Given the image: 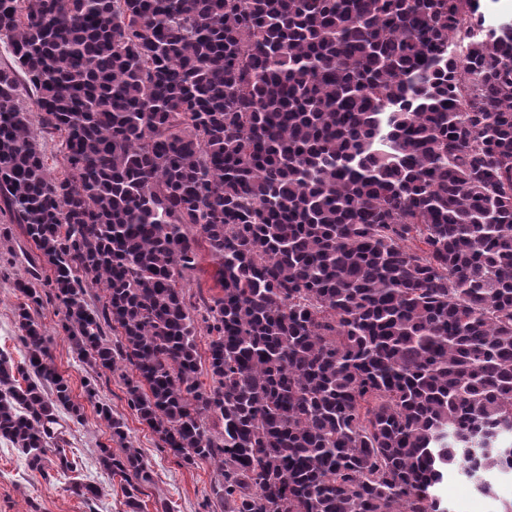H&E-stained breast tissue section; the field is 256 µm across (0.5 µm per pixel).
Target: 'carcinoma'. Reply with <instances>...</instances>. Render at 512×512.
<instances>
[{"mask_svg":"<svg viewBox=\"0 0 512 512\" xmlns=\"http://www.w3.org/2000/svg\"><path fill=\"white\" fill-rule=\"evenodd\" d=\"M480 9L0 0V214L49 269L16 281L0 442L77 471L46 295L95 375L131 366L173 454L217 466L224 512H450V468L490 492L512 472V21L468 39ZM202 246L219 292L193 302ZM99 464L140 512L139 451ZM47 160V170L53 178L61 179L64 175L63 157L60 153L59 138H48L41 145Z\"/></svg>","mask_w":512,"mask_h":512,"instance_id":"carcinoma-1","label":"carcinoma"}]
</instances>
